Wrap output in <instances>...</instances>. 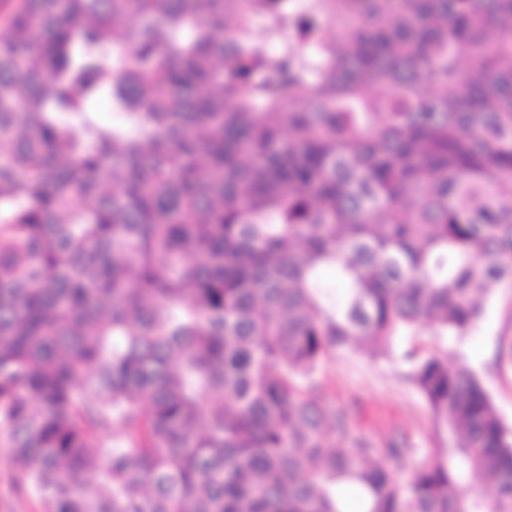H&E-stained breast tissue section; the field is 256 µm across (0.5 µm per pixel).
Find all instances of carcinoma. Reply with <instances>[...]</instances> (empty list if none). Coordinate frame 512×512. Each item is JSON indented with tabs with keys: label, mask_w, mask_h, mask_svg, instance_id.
I'll list each match as a JSON object with an SVG mask.
<instances>
[{
	"label": "carcinoma",
	"mask_w": 512,
	"mask_h": 512,
	"mask_svg": "<svg viewBox=\"0 0 512 512\" xmlns=\"http://www.w3.org/2000/svg\"><path fill=\"white\" fill-rule=\"evenodd\" d=\"M491 283L512 0H0V443L43 512H512L453 352L403 354L452 441L403 482L317 382L463 339Z\"/></svg>",
	"instance_id": "1"
}]
</instances>
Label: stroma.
Here are the masks:
<instances>
[{"mask_svg":"<svg viewBox=\"0 0 512 512\" xmlns=\"http://www.w3.org/2000/svg\"><path fill=\"white\" fill-rule=\"evenodd\" d=\"M512 336V288L489 290L484 319L458 351L475 369L505 424L512 428V371L495 364L498 337ZM397 360L372 359L367 352L339 354L325 362L319 375L324 397L350 414L351 434L376 445L397 439L413 448V461H425L432 449L446 445L429 410L406 380ZM0 512H43L34 496L18 489L11 449L0 446Z\"/></svg>","mask_w":512,"mask_h":512,"instance_id":"35a3bbf8","label":"stroma"}]
</instances>
